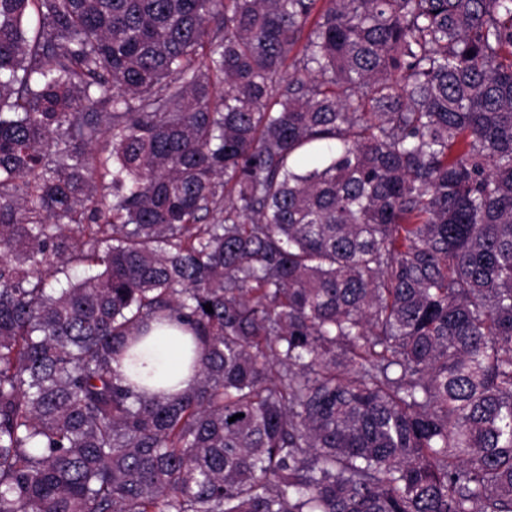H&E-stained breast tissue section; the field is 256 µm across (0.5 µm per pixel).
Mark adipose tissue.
<instances>
[{
	"instance_id": "1",
	"label": "adipose tissue",
	"mask_w": 512,
	"mask_h": 512,
	"mask_svg": "<svg viewBox=\"0 0 512 512\" xmlns=\"http://www.w3.org/2000/svg\"><path fill=\"white\" fill-rule=\"evenodd\" d=\"M187 338V333L177 328L153 330L144 349L143 375L178 391L190 386L195 374L185 367L183 361V343Z\"/></svg>"
}]
</instances>
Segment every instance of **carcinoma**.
<instances>
[{
	"mask_svg": "<svg viewBox=\"0 0 512 512\" xmlns=\"http://www.w3.org/2000/svg\"><path fill=\"white\" fill-rule=\"evenodd\" d=\"M0 512H512V0H0ZM149 343L144 349L141 367L144 376L163 385L174 386L179 391L190 386L195 380V372L188 370L183 361L184 340L190 341V334L177 328L154 329Z\"/></svg>",
	"mask_w": 512,
	"mask_h": 512,
	"instance_id": "cac0c4a2",
	"label": "carcinoma"
}]
</instances>
